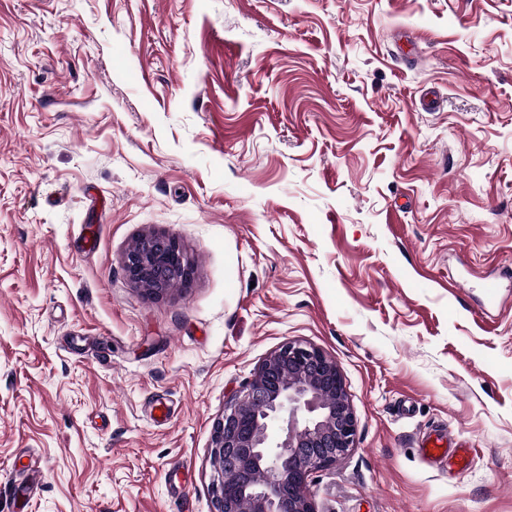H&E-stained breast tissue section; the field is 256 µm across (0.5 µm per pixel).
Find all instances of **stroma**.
I'll use <instances>...</instances> for the list:
<instances>
[{
  "label": "stroma",
  "instance_id": "1",
  "mask_svg": "<svg viewBox=\"0 0 512 512\" xmlns=\"http://www.w3.org/2000/svg\"><path fill=\"white\" fill-rule=\"evenodd\" d=\"M288 339L357 420L319 512H512V0H0V512H212ZM121 265L130 283L153 296L167 291L171 283L190 287L195 273L179 239L172 234L140 238L124 253Z\"/></svg>",
  "mask_w": 512,
  "mask_h": 512
}]
</instances>
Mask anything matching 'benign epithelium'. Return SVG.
Segmentation results:
<instances>
[{
	"mask_svg": "<svg viewBox=\"0 0 512 512\" xmlns=\"http://www.w3.org/2000/svg\"><path fill=\"white\" fill-rule=\"evenodd\" d=\"M127 280L159 296L191 286L194 266L172 234L140 238L121 259ZM286 428L272 436L273 425ZM356 446V420L336 361L320 348L286 340L224 405L210 464L212 512H318L310 475ZM231 480H226V476Z\"/></svg>",
	"mask_w": 512,
	"mask_h": 512,
	"instance_id": "1",
	"label": "benign epithelium"
}]
</instances>
